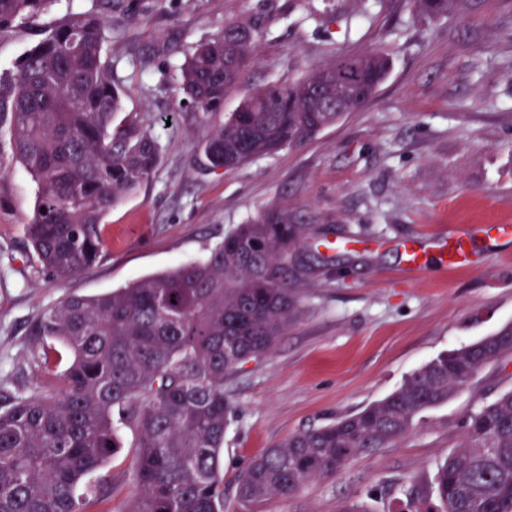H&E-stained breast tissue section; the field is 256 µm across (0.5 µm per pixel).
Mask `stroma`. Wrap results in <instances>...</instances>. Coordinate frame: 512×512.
<instances>
[{
    "label": "stroma",
    "instance_id": "35a3bbf8",
    "mask_svg": "<svg viewBox=\"0 0 512 512\" xmlns=\"http://www.w3.org/2000/svg\"><path fill=\"white\" fill-rule=\"evenodd\" d=\"M101 9L100 0H63L0 32V77L13 78L67 11ZM228 19L260 27L256 62L223 110L199 121L180 102L177 66ZM112 21L119 31L106 50L115 74L139 62L146 70L123 112L153 124L161 162L105 217L100 261L58 279L26 258L37 185L12 162L0 130V408L43 377L29 336L43 309L198 259L236 225L279 210L305 227L312 271L297 288V319L224 383L236 410L224 444L225 512H338L354 499L406 512L409 487L428 505L467 415L512 388V360L485 368L448 404L421 413L396 445L356 457L336 476L251 506L235 487L268 448L384 398L439 354L512 324V243L482 231L512 224V0H456L438 18L414 0H114ZM368 49L392 66L362 110L303 145L227 173L208 168L200 144L244 96ZM465 232L473 263L449 267L442 243ZM411 240L427 251L418 272L405 268ZM101 476L108 491L98 512H126L132 449Z\"/></svg>",
    "mask_w": 512,
    "mask_h": 512
}]
</instances>
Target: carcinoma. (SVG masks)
<instances>
[{
    "instance_id": "carcinoma-1",
    "label": "carcinoma",
    "mask_w": 512,
    "mask_h": 512,
    "mask_svg": "<svg viewBox=\"0 0 512 512\" xmlns=\"http://www.w3.org/2000/svg\"><path fill=\"white\" fill-rule=\"evenodd\" d=\"M56 2L0 0V32ZM416 2L444 16L451 0ZM112 31L102 13L65 15L0 89L13 159L37 184L28 256L57 277L96 263L105 216L161 161L152 125L136 115L116 121L129 87L105 52ZM259 36V27L230 20L195 46L181 65L179 94L198 116L237 89ZM338 68L357 71L360 84L349 91L324 82ZM389 69L387 57L369 50L249 93L203 141L209 168L228 172L310 140L344 116L313 111L312 85L331 98L353 96L355 111ZM305 240L287 213L267 212L199 260L111 293L68 295L41 312L31 336L42 368L52 370L56 343L71 360L52 384L0 410V512H93L101 486L91 478L123 448L133 449L135 481L126 512H224V442L235 417L224 381L268 352L295 318L296 286L309 270L294 261ZM511 358V324L439 355L383 399L255 458L238 479V500L291 495L395 445L420 413ZM435 494L425 512H512V389L470 412L461 443L437 466Z\"/></svg>"
}]
</instances>
